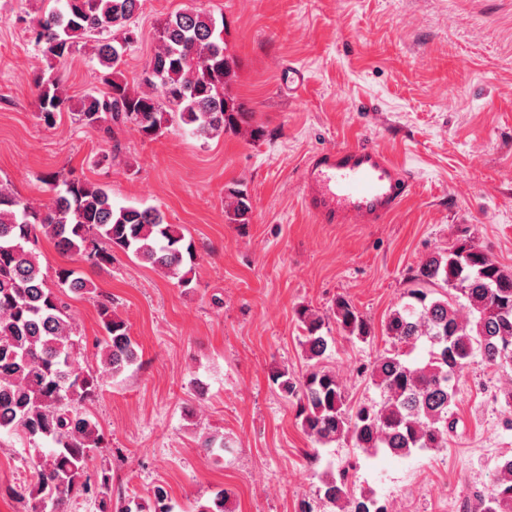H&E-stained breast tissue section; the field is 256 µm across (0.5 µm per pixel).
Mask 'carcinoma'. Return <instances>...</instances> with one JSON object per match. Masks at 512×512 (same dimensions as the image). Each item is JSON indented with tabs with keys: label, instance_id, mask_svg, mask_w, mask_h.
Wrapping results in <instances>:
<instances>
[{
	"label": "carcinoma",
	"instance_id": "cac0c4a2",
	"mask_svg": "<svg viewBox=\"0 0 512 512\" xmlns=\"http://www.w3.org/2000/svg\"><path fill=\"white\" fill-rule=\"evenodd\" d=\"M49 12L25 17L27 31L46 58L66 61L90 47L102 88L81 97L73 112L79 126L107 135L132 127L148 138L179 120L198 139L235 132L247 118L231 92L236 62L224 38V19L201 8L169 14L159 23L156 46L142 71L138 90L122 77L121 65L139 40L131 21L144 0H56ZM38 118L46 125L70 109L71 99L50 75L36 80ZM45 203H34L0 182V431L15 432L34 446L46 441L48 453L35 462V479L15 491L28 512H64L78 495H91L98 512H173L167 488L158 484L147 497H128L112 506L110 469H90L104 437L87 407L99 396L103 375L80 367L84 349L69 294L95 293V285L75 267L63 265L48 284L38 259L40 241L72 260L102 267L116 251L130 254L186 287L196 267L194 243L178 224L154 206H116L99 184L71 179L53 182ZM247 192L226 190L230 222L249 223ZM408 301L384 322L388 347L362 367L380 391L378 402L349 400L336 371L323 364L329 337L325 319L297 310L307 365L297 377L277 370L272 382L296 399V420L317 446L352 443L375 456L406 457L416 450L448 447L455 427L458 372L480 361L512 369V271L494 262L470 240L460 239L429 256L412 275ZM440 288L442 292L435 293ZM104 332V371L122 374L138 361L127 322L112 300L97 303ZM339 332L353 341L375 338L371 322L349 300L332 308ZM420 342L429 345L424 363L407 360ZM349 462L321 478L315 497L298 512H393L372 490L356 491ZM231 492L221 488L194 512H229ZM463 512H512V458L497 466L489 496L475 492Z\"/></svg>",
	"mask_w": 512,
	"mask_h": 512
}]
</instances>
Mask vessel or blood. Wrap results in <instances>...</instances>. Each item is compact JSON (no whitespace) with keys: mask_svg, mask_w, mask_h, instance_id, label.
<instances>
[{"mask_svg":"<svg viewBox=\"0 0 512 512\" xmlns=\"http://www.w3.org/2000/svg\"><path fill=\"white\" fill-rule=\"evenodd\" d=\"M302 203L321 224H381L403 203L409 174L380 150L328 148L311 155L301 176Z\"/></svg>","mask_w":512,"mask_h":512,"instance_id":"1","label":"vessel or blood"}]
</instances>
